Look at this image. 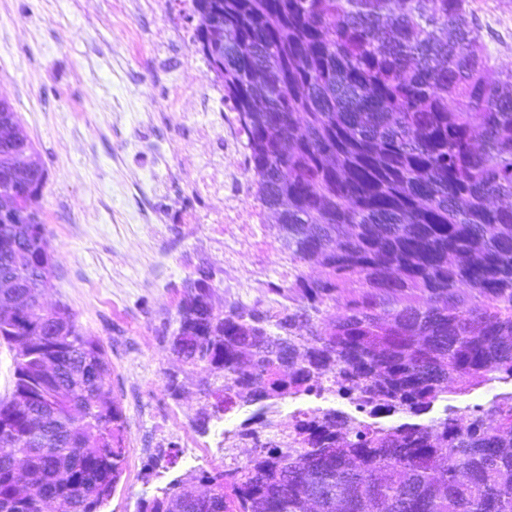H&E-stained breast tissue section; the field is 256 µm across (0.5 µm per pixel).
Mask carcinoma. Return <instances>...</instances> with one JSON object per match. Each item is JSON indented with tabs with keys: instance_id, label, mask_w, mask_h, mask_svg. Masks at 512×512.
I'll use <instances>...</instances> for the list:
<instances>
[{
	"instance_id": "cac0c4a2",
	"label": "carcinoma",
	"mask_w": 512,
	"mask_h": 512,
	"mask_svg": "<svg viewBox=\"0 0 512 512\" xmlns=\"http://www.w3.org/2000/svg\"><path fill=\"white\" fill-rule=\"evenodd\" d=\"M195 38L222 75L263 208L285 212L289 305L212 304L186 288L169 349L203 367L206 431L244 462L174 479L137 512H512V394L384 426L328 408L277 423L286 399L339 393L356 412L419 417L448 394L512 381V75L491 74L469 0H191ZM0 186L32 141L7 102ZM33 203L46 184L22 178ZM51 273L45 225L0 214V279L32 293ZM344 313L322 322L323 307ZM15 353L0 399V512H101L126 461L111 363L64 305L31 317L0 289ZM54 357L60 377L43 364ZM49 405L53 417L39 408ZM207 488L194 494L187 485Z\"/></svg>"
}]
</instances>
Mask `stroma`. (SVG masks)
<instances>
[{
	"label": "stroma",
	"instance_id": "35a3bbf8",
	"mask_svg": "<svg viewBox=\"0 0 512 512\" xmlns=\"http://www.w3.org/2000/svg\"><path fill=\"white\" fill-rule=\"evenodd\" d=\"M469 3L494 76L511 74L512 0ZM195 27L190 0H0V98L47 173L35 203L52 250L44 301L68 306L103 343L125 416V470L103 512H136L173 478L224 460L236 421L214 418L196 432L201 373L166 341L186 281L208 268L215 308L266 309L286 303L294 273ZM218 163L224 188L210 193ZM174 371L176 401L164 390ZM510 392V381L452 392L421 421ZM160 447L173 449V464H153Z\"/></svg>",
	"mask_w": 512,
	"mask_h": 512
}]
</instances>
